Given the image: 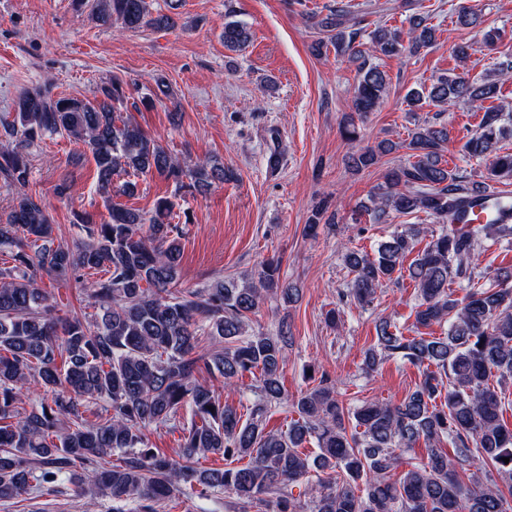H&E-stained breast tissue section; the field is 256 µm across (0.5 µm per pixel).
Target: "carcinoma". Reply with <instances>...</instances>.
Here are the masks:
<instances>
[{"label":"carcinoma","mask_w":512,"mask_h":512,"mask_svg":"<svg viewBox=\"0 0 512 512\" xmlns=\"http://www.w3.org/2000/svg\"><path fill=\"white\" fill-rule=\"evenodd\" d=\"M103 25L127 30L172 28L170 14H153L149 0H93ZM314 25L322 31L317 53L333 46L360 61L352 105L342 133L358 136L354 117L375 111L388 79L363 57L415 54L435 41L428 18L415 15L409 28L378 25L370 42L342 30L335 10ZM224 47L241 51L251 42L242 21L224 22ZM500 85L466 71L442 74L408 96L412 107L446 108L465 102L476 109L498 97ZM122 84L100 88L96 102L56 97L48 89L22 91L12 118L0 119V182L17 190L9 212L0 214V501L41 497L68 484L77 493L95 490L112 499L113 512L129 502L138 512L175 495L208 498L224 492L241 512H302L292 489L310 494L307 512H512L503 488L512 490V427L503 419L506 393L490 384L512 379V273L499 271L494 284L480 283L482 240L512 242V224L491 220L466 224L468 192L512 179V153L498 144L505 133L504 108L484 112L478 129L462 146L468 161L487 160L481 181L442 165L448 128L416 127L407 144L382 141L351 156L360 170L404 147L406 162L390 168L371 196L378 221L392 211L423 212L442 230L411 224L378 243L374 256L349 250L348 295L361 307L373 303L387 282L406 277L418 304L414 328L448 323L442 337L405 336L388 320L376 326V344L364 353V368L376 370L398 358L423 368L422 379L398 403L344 405L323 377L312 391L288 402L280 375L286 365L288 327L277 334L255 331L249 315L269 294L285 304L300 289L281 280V259H266L256 280L217 279L207 288H181L182 228L171 223L174 202L165 197L147 217L112 202L113 178L157 173L176 190L204 193L236 179L233 169L213 159L183 165L129 117ZM46 135L66 136L94 161L97 189L108 218L78 216L82 236L68 244L40 201L21 191L29 181V149ZM430 236L424 248L419 239ZM415 254L410 264L405 260ZM73 284L96 311L90 321L58 313L44 280ZM465 290L454 296L451 285ZM219 375L233 388L254 380L247 416L200 382ZM37 405L26 410L23 389ZM292 404L298 418L285 430L267 429L272 410ZM101 409L97 420L85 413ZM178 434V457L149 446L147 429ZM316 440L319 453L301 448ZM448 440L453 452L437 447ZM427 445L418 459L410 451ZM218 454L227 466L200 468L195 458ZM117 462H112V456ZM509 462H504V458ZM402 469L400 479L390 478Z\"/></svg>","instance_id":"obj_1"}]
</instances>
